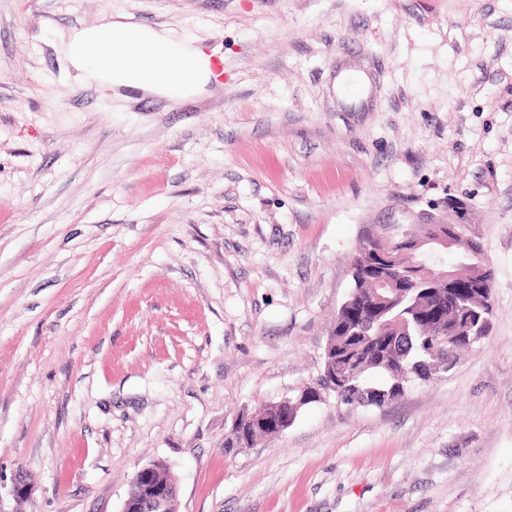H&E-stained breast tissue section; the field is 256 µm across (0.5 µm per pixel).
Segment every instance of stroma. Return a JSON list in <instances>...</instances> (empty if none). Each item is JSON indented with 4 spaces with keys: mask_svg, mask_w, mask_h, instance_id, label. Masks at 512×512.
<instances>
[{
    "mask_svg": "<svg viewBox=\"0 0 512 512\" xmlns=\"http://www.w3.org/2000/svg\"><path fill=\"white\" fill-rule=\"evenodd\" d=\"M114 14L221 86L80 90L61 39ZM452 198L495 273L482 346L225 453L316 381L366 230ZM157 460L180 512H512V0H0V512H121ZM279 411H281V408L278 407L275 403H268L266 404L260 411L258 412H243L241 413L233 422L232 427L229 431V433L224 438V451L225 453H231L236 451V448H234V443L231 438V432L234 428V424H240L244 425L248 423V421H252L256 418L266 417V416H275L279 414Z\"/></svg>",
    "mask_w": 512,
    "mask_h": 512,
    "instance_id": "35a3bbf8",
    "label": "stroma"
}]
</instances>
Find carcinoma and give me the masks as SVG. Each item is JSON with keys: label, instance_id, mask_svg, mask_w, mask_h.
<instances>
[{"label": "carcinoma", "instance_id": "cac0c4a2", "mask_svg": "<svg viewBox=\"0 0 512 512\" xmlns=\"http://www.w3.org/2000/svg\"><path fill=\"white\" fill-rule=\"evenodd\" d=\"M407 229L406 224L376 225L363 236L351 262L347 309L337 310L336 333L328 337L322 371L313 386L296 394L293 402L297 407L320 401L323 390L347 405L381 408L413 382L428 381L433 354L451 369L459 351L474 348L485 339L482 319L488 317L492 286L480 281V270L467 267L462 277L477 287L464 288L461 294L470 300L481 321L472 322L469 332L453 342L437 343L438 320L454 323L457 315L448 299L436 301L433 292L425 290L431 273L413 265L412 248L432 235L431 229L425 224L411 233ZM383 281L391 288L385 301L379 298ZM355 312L373 329L363 335L348 332ZM279 411L276 404L268 403L258 412L241 413L234 423L244 425Z\"/></svg>", "mask_w": 512, "mask_h": 512}]
</instances>
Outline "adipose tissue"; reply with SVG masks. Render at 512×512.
Listing matches in <instances>:
<instances>
[{
	"label": "adipose tissue",
	"mask_w": 512,
	"mask_h": 512,
	"mask_svg": "<svg viewBox=\"0 0 512 512\" xmlns=\"http://www.w3.org/2000/svg\"><path fill=\"white\" fill-rule=\"evenodd\" d=\"M63 52L83 85L131 89L167 101H183L216 83V54L206 53L189 34L163 26L102 18L69 32Z\"/></svg>",
	"instance_id": "ef3b65f1"
}]
</instances>
